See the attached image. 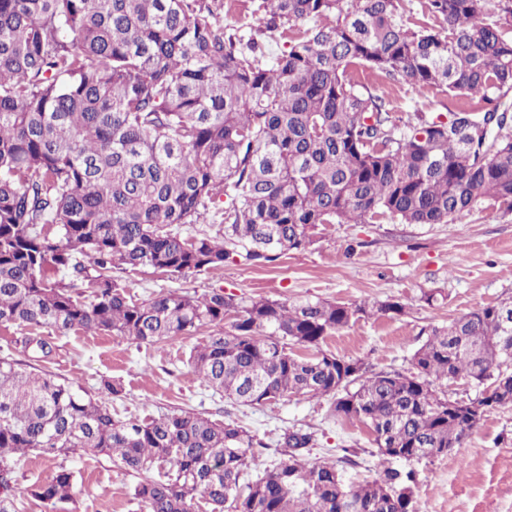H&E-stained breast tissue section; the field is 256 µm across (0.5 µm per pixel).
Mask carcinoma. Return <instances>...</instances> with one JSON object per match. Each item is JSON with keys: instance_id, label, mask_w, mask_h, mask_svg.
<instances>
[{"instance_id": "1", "label": "carcinoma", "mask_w": 512, "mask_h": 512, "mask_svg": "<svg viewBox=\"0 0 512 512\" xmlns=\"http://www.w3.org/2000/svg\"><path fill=\"white\" fill-rule=\"evenodd\" d=\"M235 2L0 0V326L30 330L24 347L43 360L42 329L140 344L209 328L187 365L225 398L327 396L330 416L365 425L381 456H443L512 405L511 299L433 329L408 371L370 372L320 345L362 316L400 313L397 302L221 288L139 302L112 273L187 277L233 255L271 263L305 250L323 224H446L486 198L512 208V0L492 19L484 0H428L442 32L403 24L400 0H258V25L288 33L275 56L224 28ZM353 67L469 105L395 122ZM76 278L89 292L73 291ZM458 380L480 397L434 386ZM311 441L284 432L281 457L243 483L267 444L242 427L184 411L118 420L54 375L0 359V512H16L22 457L79 452L157 470L133 489L146 512H196L201 499L210 512H418L413 471L346 486L336 461H304ZM28 493L63 512L73 472L60 465Z\"/></svg>"}]
</instances>
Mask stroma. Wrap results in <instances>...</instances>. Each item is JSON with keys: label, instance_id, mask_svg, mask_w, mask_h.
Returning <instances> with one entry per match:
<instances>
[{"label": "stroma", "instance_id": "obj_1", "mask_svg": "<svg viewBox=\"0 0 512 512\" xmlns=\"http://www.w3.org/2000/svg\"><path fill=\"white\" fill-rule=\"evenodd\" d=\"M352 75L383 96L396 118L417 109L445 114L461 105L438 89L399 87L359 68ZM121 280L139 301L170 289L202 293L214 288L238 298L287 303L396 301L403 307L401 315L360 318L328 337L321 348L373 370L403 371L432 328L512 296V210L486 199L434 226L388 218L372 224H327L318 227L309 248L285 252L269 265L237 258L226 261L222 270L195 276L142 268L122 274ZM438 291L441 300L426 301V294ZM50 341L53 354L41 369L79 394L98 399L103 397L101 379L122 383L123 393L107 399L118 418L183 410L233 423L269 442L262 464L275 459L271 444L283 430L300 429L313 436L310 460L336 461L346 483L376 479L388 468L413 469L420 512H512V406L493 410L462 447L444 456L386 461L367 427L329 418L327 398H283L248 407L215 393L185 365L197 336L139 344L119 336L71 332ZM58 465L34 454L22 458L16 469L19 512H52L31 499L28 488L50 478ZM63 465L74 474L69 512H142L132 496L140 474L125 472L103 455H77Z\"/></svg>", "mask_w": 512, "mask_h": 512}]
</instances>
